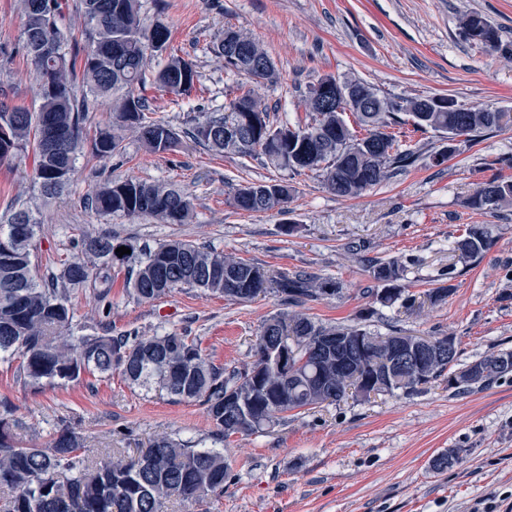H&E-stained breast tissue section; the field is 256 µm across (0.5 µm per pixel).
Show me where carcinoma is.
I'll return each mask as SVG.
<instances>
[{
	"instance_id": "cac0c4a2",
	"label": "carcinoma",
	"mask_w": 512,
	"mask_h": 512,
	"mask_svg": "<svg viewBox=\"0 0 512 512\" xmlns=\"http://www.w3.org/2000/svg\"><path fill=\"white\" fill-rule=\"evenodd\" d=\"M84 20L85 43L78 45L63 20L71 7ZM27 59L35 73L38 106L11 109L0 101V123L9 126V140L0 139V164L12 162L31 149L36 155L33 186L44 198H54L75 179L77 153L84 139L89 111L100 99L112 104V126L101 128L93 151L108 160L122 150L114 129L133 132L153 152L172 151L179 134L164 120L148 117L153 111L145 95L147 85L177 97L195 87L193 62L170 47L165 24L149 22L138 0H20ZM465 38L490 52L503 50L495 28L477 12L460 17ZM162 37L159 45L154 36ZM83 53V80L75 82L76 53ZM215 54L224 69L243 77L224 111L212 112L196 123L193 138L217 151L258 155L274 167L293 173L312 172L328 191L340 197H358L413 161L414 151L402 147L389 129L401 123L400 114L413 125L443 134L448 145L435 156L443 163L456 152L455 138L478 137L502 126L507 113L493 107H464L447 96H416L396 101L357 79L340 81L332 75L312 85L305 102L310 121L292 125L270 120L269 107L254 96L251 83L274 81L276 69L260 43L233 27L224 29ZM154 55L164 63L149 69ZM365 131L355 134L346 114ZM291 189L284 183L248 182L231 196L234 207L248 212L288 209ZM512 201V182L498 178L483 182L471 198L476 209H493ZM84 204L100 215H147L163 224H186L192 217L187 193L171 183L137 179L106 181L87 194ZM40 223L33 208H13L0 224V360L16 355L28 385L40 389L58 380H71L84 372L109 374L120 370L137 385L159 383L180 400L201 399L213 424L211 438L222 442L237 433H260L283 415L347 396L340 388L321 390L322 379L336 377V363L326 364L302 348L286 371L266 368L267 342L260 333L254 344L255 360L242 372L224 375L203 356L189 337L172 332L156 336H76L72 331L75 291L94 287L97 267L119 262L130 267L128 287L141 301H152L176 288L189 286L251 302L274 293L284 303L301 306L341 291L340 283L314 275L279 272L275 275L251 262L184 240L154 246L127 245L131 253L119 255L121 244L110 235L83 240L84 256L60 263L56 270L37 274L38 255L33 241ZM492 238L483 224H471L455 241V249L477 260L491 248ZM247 268L249 280L224 281V271ZM368 271L377 283L380 301L392 305L402 299L415 306L401 284L404 265L396 260H375ZM278 336H369L373 344L367 361L384 354L387 337L365 325L320 324L297 310L271 317ZM439 360L418 379L401 378L392 387L374 386L376 394L404 395L418 386L448 375V387L468 391L512 372V350H497L464 369ZM262 375L254 385L253 374ZM246 393L249 418L238 406L224 404L228 392ZM15 419L8 409L0 413V487L12 492L3 512H163L173 496L198 499L224 491L228 464L224 450L199 449L190 441L160 436L136 458L109 457L94 462L80 454L83 439L61 428L49 445L22 447L12 434Z\"/></svg>"
}]
</instances>
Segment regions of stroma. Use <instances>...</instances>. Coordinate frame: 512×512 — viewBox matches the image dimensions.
<instances>
[{
  "label": "stroma",
  "instance_id": "35a3bbf8",
  "mask_svg": "<svg viewBox=\"0 0 512 512\" xmlns=\"http://www.w3.org/2000/svg\"><path fill=\"white\" fill-rule=\"evenodd\" d=\"M470 11L500 29L503 51L491 54L464 38L458 18ZM141 13L168 26L172 47L198 72L189 97L147 91L156 116L179 131L181 144L151 153L129 136L119 155L102 160L91 141L110 110L103 104L91 112L77 179L36 213L44 266L79 254L82 238L104 231L138 247L179 238L273 272L340 282V294L302 305L319 322L362 321L381 336H451L461 368L489 351L512 349V206L469 204L488 178L512 181V121L459 143L440 165L434 160L444 146L438 133L396 126L394 134L414 151L413 163L356 198L330 193L314 173L218 153L188 134L192 118L223 108L238 81L213 51L228 25L256 36L275 63L277 82L256 91L281 121L305 119V96L327 75L363 80L393 98L446 95L467 107L491 105L512 114V0H141ZM22 32L15 0H0V45L9 50L0 69L10 74L0 100L29 108L35 83ZM33 167L29 157L0 166V217L17 197L29 196ZM131 177L181 186L193 203L192 223L84 208L96 183ZM244 180L287 183L294 191L288 214L237 210L230 191ZM470 224L490 225L494 243L481 259L465 262L453 243ZM372 258L405 262L409 293L444 287L447 299L418 310L382 305L368 272ZM105 274L107 302H99L93 288L77 293L75 335L183 333L229 371L250 366L265 320L286 309L271 294L240 302L199 288L145 302L126 288L125 265ZM21 363L18 357L0 361V404L17 420L13 433L21 445H45L68 426L93 454L118 449L133 456L163 433L197 441L212 430L204 401L177 399L159 384L135 386L115 371L35 391ZM444 452L455 454L456 463L434 470L433 458ZM224 458L229 471L222 494L174 499L166 512H483L487 506L512 512V373L465 393L439 380L407 396H350L291 411L263 432L229 437Z\"/></svg>",
  "mask_w": 512,
  "mask_h": 512
}]
</instances>
